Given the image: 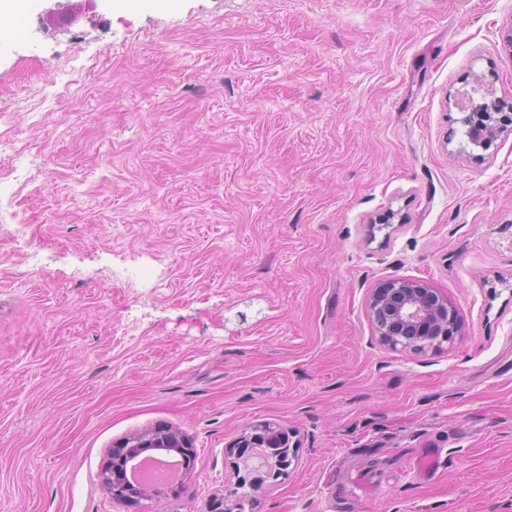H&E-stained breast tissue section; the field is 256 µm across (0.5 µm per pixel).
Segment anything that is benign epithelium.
Returning <instances> with one entry per match:
<instances>
[{
  "label": "benign epithelium",
  "mask_w": 512,
  "mask_h": 512,
  "mask_svg": "<svg viewBox=\"0 0 512 512\" xmlns=\"http://www.w3.org/2000/svg\"><path fill=\"white\" fill-rule=\"evenodd\" d=\"M512 124V102L495 100L476 106L464 118L467 136L481 142H492L502 123ZM369 316L376 341L389 349L425 354L451 344L460 331L458 315L448 298L424 280L390 279L372 289ZM290 431L264 423L243 431L229 446L226 455L232 458L231 468L238 475V484L255 487L241 471L266 469L271 478L280 477L294 456L297 443ZM162 448L181 452L183 460L193 465L196 454L190 440L169 427H157L126 438L112 448L109 463L102 472L103 484L112 499L137 505L152 499L154 487L134 486L128 479L133 460L132 448Z\"/></svg>",
  "instance_id": "benign-epithelium-1"
}]
</instances>
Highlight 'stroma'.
Instances as JSON below:
<instances>
[{"instance_id": "1", "label": "stroma", "mask_w": 512, "mask_h": 512, "mask_svg": "<svg viewBox=\"0 0 512 512\" xmlns=\"http://www.w3.org/2000/svg\"><path fill=\"white\" fill-rule=\"evenodd\" d=\"M29 0L0 54V512H127L100 473L155 426L195 465L147 512H210L225 447L298 431L252 512H512V0ZM462 325L379 345L372 288ZM511 112V101L495 100L490 104L484 103L476 106L464 118L468 138L491 143L500 132L503 126L502 121L512 124ZM500 114H502L501 117L496 116ZM376 341L389 349L425 354L454 343L458 315L448 298L424 280L390 279L373 288L368 303Z\"/></svg>"}]
</instances>
